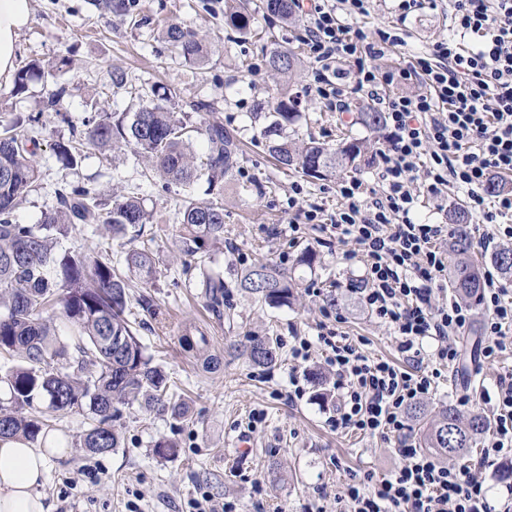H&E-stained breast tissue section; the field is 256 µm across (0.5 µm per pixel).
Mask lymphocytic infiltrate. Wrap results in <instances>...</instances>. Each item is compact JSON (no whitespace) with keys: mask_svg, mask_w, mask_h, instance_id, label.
I'll list each match as a JSON object with an SVG mask.
<instances>
[{"mask_svg":"<svg viewBox=\"0 0 512 512\" xmlns=\"http://www.w3.org/2000/svg\"><path fill=\"white\" fill-rule=\"evenodd\" d=\"M309 19L304 44L317 66L313 90L330 107L345 111L349 90L378 96L395 84L420 83V90L392 96L384 106L390 135L376 155L382 190L368 194L350 178L338 186L341 203L330 216L337 241L350 243L346 259L363 266L361 300L371 315L392 329L398 350L412 368L373 359L334 326H321L316 341L295 337L294 359L306 362L313 343L327 349L324 364L341 391L335 428L396 437L405 459L394 473L366 484H347L336 496L338 512H494L486 479L498 460L512 456V377L496 385L493 427L478 463H444L405 442L407 412L431 395L443 365L457 362L458 332L473 321L470 307L432 303L433 287L448 267L437 242L439 224H418L410 214L418 197L410 185L423 173L428 195L442 186L466 188L482 223L512 238V191L487 195L496 174L512 172V0H451L459 36L438 43L411 67H377L398 37L384 30L368 33L341 21L333 0H295ZM476 36L474 46L462 44ZM481 303L484 343L492 361L512 349V288L487 279ZM435 343L434 366L420 358L424 339Z\"/></svg>","mask_w":512,"mask_h":512,"instance_id":"lymphocytic-infiltrate-1","label":"lymphocytic infiltrate"}]
</instances>
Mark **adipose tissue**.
<instances>
[{
	"mask_svg": "<svg viewBox=\"0 0 512 512\" xmlns=\"http://www.w3.org/2000/svg\"><path fill=\"white\" fill-rule=\"evenodd\" d=\"M29 20V0H0V82L15 69L16 44ZM69 453L64 434H48L43 447L0 443V512H50L40 488L50 458Z\"/></svg>",
	"mask_w": 512,
	"mask_h": 512,
	"instance_id": "obj_1",
	"label": "adipose tissue"
}]
</instances>
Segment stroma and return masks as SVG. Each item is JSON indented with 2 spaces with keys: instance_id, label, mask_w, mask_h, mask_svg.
I'll return each mask as SVG.
<instances>
[{
  "instance_id": "stroma-1",
  "label": "stroma",
  "mask_w": 512,
  "mask_h": 512,
  "mask_svg": "<svg viewBox=\"0 0 512 512\" xmlns=\"http://www.w3.org/2000/svg\"><path fill=\"white\" fill-rule=\"evenodd\" d=\"M29 4L16 65L21 68L37 60L49 72L29 81L20 94L13 84L0 85V124L21 113L42 115L41 126L33 132L41 144L36 156L40 177L15 217L23 224L39 223L55 203V188L62 185L85 184L104 197L121 193L143 200L152 227L136 245L152 250L159 266L152 282L133 281L128 318L154 364L165 371L173 391L188 401L191 410L190 420L178 422L154 409H124L114 423L119 448L95 456L77 446L83 416L75 413L59 420L57 426L72 449L66 458L47 464L41 491L52 512H129L132 500L138 512H190L191 498L203 492L234 503L236 512H315L320 505L334 512V495L352 479L367 474L380 478L396 471L404 463L397 438L342 432L332 426L336 409L316 400L311 379L312 373L324 369L320 349H313L305 363L295 361L290 351L294 337L316 340L325 321L323 309L334 303L346 318L343 331L363 341L369 355L403 360L392 331L361 304L360 264L345 260L344 246L331 242L320 227L308 224L296 232L288 228L289 196H297L302 208L314 205L329 215L340 205L336 190L341 180L354 175L377 190L378 172L369 163L353 175L345 171L315 180L282 168L266 150L261 136L265 121L257 115L259 103L275 99L285 88L302 114L287 129L292 139L301 142L312 136L333 147L345 130L366 140L374 153L384 145L387 132L357 123L359 106L370 101L366 92L351 94L345 112L309 93L315 65L300 41L306 24L301 15L286 23L260 10L255 13V28L273 30L278 44L296 53L299 64L287 77L270 71L263 42L225 26L224 0H137L133 16L126 18L101 14L91 0ZM171 23L206 35L210 55L205 64L183 63L164 42L162 29ZM360 23L368 30L383 27L401 37V45L379 62L389 70L407 67L414 57L455 34L446 0H418L409 13L400 9L399 0H371ZM61 58L69 60V68L52 71ZM117 69L127 77L120 89L111 80ZM153 83L175 89V111L197 124L223 122L242 143L238 168L215 196L224 206V239L211 250L213 267L233 286L227 315L221 319L206 308L195 286L196 273L183 271L185 257L176 246L182 189L147 179V159L129 146L121 144L103 153L85 151L73 167L63 165L52 149L55 140L68 138L71 127L90 113L137 111L144 102V88ZM61 85L67 95L56 111L43 112L48 94ZM297 185L302 188L298 195L293 192ZM412 190L419 200L411 217L422 224L447 223L449 209L468 200L465 189L452 186L440 196L427 195L419 178ZM61 245L91 255L106 251L116 259L128 249L125 240L82 224ZM308 249L317 259L313 268H300L303 287L291 305L272 307L235 288L237 275L255 258L288 268ZM143 294L152 296L153 312L138 306ZM192 324L206 330L209 349L219 359L216 369L203 368L184 351L181 338ZM250 336L278 338L274 366L256 367L246 357L226 351L227 341L243 342ZM482 340L477 322L460 337L459 360L443 368L434 394L422 403L426 416L457 403L465 412L492 415L485 395L495 392L500 377L512 373V352L491 364L481 362ZM297 385L302 388L298 396L292 393ZM163 437L179 441L177 456L156 455L154 444ZM257 483L262 486L258 492L253 489Z\"/></svg>"
}]
</instances>
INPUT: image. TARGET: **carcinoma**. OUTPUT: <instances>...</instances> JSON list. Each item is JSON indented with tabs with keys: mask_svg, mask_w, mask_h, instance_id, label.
<instances>
[{
	"mask_svg": "<svg viewBox=\"0 0 512 512\" xmlns=\"http://www.w3.org/2000/svg\"><path fill=\"white\" fill-rule=\"evenodd\" d=\"M224 22L242 34L251 32L254 9L251 0H225ZM96 7L119 16L130 14L133 0H100ZM265 13L288 21L293 0H263ZM164 38L183 62L200 65L208 60V48L197 32L178 24L169 25ZM269 66L288 74L297 57L277 46L270 32ZM153 99L132 113L100 111L83 119L82 129L72 128L71 137L53 145L57 158L74 165L82 148L98 151L118 143L134 146L148 158L152 170L166 186L185 189L179 213L181 252L199 261V283L205 305L223 315V274L206 265L210 246L224 238V206L196 198L191 188L205 180L209 190L232 176L238 164L239 145L233 133L218 121L200 128L208 152L200 165L191 160L192 125L165 106L173 94L154 85ZM257 111L265 113L267 125L261 135L275 160L285 167L300 169L305 175L323 180L338 170L356 169L365 161L367 143L356 138L342 139L329 148L314 140L300 149L284 131L298 114L290 99L261 102ZM41 115L17 118L0 129V356L16 365L0 374L4 396L0 398V441L13 439L37 446L55 430L54 421L78 413L87 426L78 447L90 455H103L120 447V437L112 420L122 409L134 405L167 411L176 420L188 416L189 407L174 398L166 374L153 365L152 357L137 338L126 318L129 280L150 282L156 274V259L144 249L131 248L120 264L107 254L90 256L59 248V240L79 224H93L116 239L133 242L143 235L149 214L139 198L113 194L103 200L96 189L66 185L55 190L56 206L45 211L38 224H20L15 210L20 199L38 180L35 156L39 143L17 133L25 123H39ZM357 123L375 130L383 116L375 108L357 112ZM449 223L457 226L448 240L455 262L448 278L457 300L468 304L480 301L487 268L504 278H512V248L495 250L484 262L468 259L473 242L460 229L471 223L468 211L456 204L448 212ZM236 287L257 302L272 306L291 303L299 283L288 270L259 259L241 271ZM69 328L68 344L59 339L60 326ZM183 347L194 357L215 366L218 359L208 355L205 332L189 328ZM278 341L269 336H252L240 354L258 367H270L277 360ZM490 426L480 414L465 415L453 406L423 424L420 439L424 447L443 455L461 456L470 452L478 436Z\"/></svg>",
	"mask_w": 512,
	"mask_h": 512,
	"instance_id": "cac0c4a2",
	"label": "carcinoma"
}]
</instances>
